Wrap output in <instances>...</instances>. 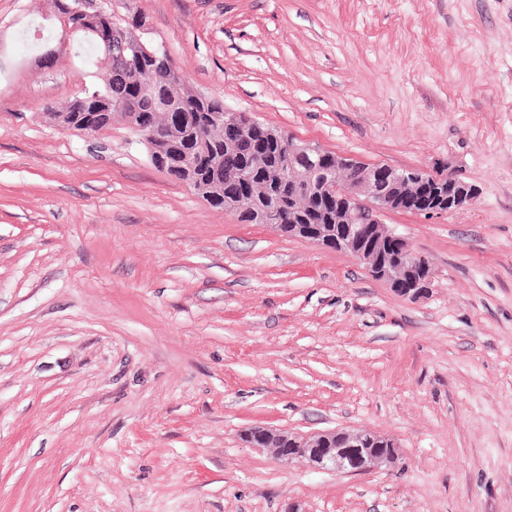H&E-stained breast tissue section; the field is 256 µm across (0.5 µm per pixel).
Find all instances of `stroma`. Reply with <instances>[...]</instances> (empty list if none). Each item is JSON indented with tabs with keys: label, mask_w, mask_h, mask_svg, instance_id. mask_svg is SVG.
Instances as JSON below:
<instances>
[{
	"label": "stroma",
	"mask_w": 512,
	"mask_h": 512,
	"mask_svg": "<svg viewBox=\"0 0 512 512\" xmlns=\"http://www.w3.org/2000/svg\"><path fill=\"white\" fill-rule=\"evenodd\" d=\"M133 7L228 110L479 196L385 217L435 273L406 299L211 206L124 124L46 121L98 71L44 0H0V512H512V0ZM254 426L366 428L400 461L285 465Z\"/></svg>",
	"instance_id": "1"
}]
</instances>
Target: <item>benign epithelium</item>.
<instances>
[{"instance_id":"1","label":"benign epithelium","mask_w":512,"mask_h":512,"mask_svg":"<svg viewBox=\"0 0 512 512\" xmlns=\"http://www.w3.org/2000/svg\"><path fill=\"white\" fill-rule=\"evenodd\" d=\"M54 18L68 33H93L97 36L105 56L118 64L132 66L146 51L148 25L144 18L127 12L129 25L116 31L112 23L96 5L78 0L76 6H65L54 12ZM44 116L62 128L85 138L96 136L93 124L81 117L65 124L55 112ZM104 120L121 121L142 132V142L150 152L172 142L176 133L171 121L135 120L126 112H104ZM211 127L224 130V175L200 186V191L211 199H224V211L237 213L252 209L255 221L268 222V211L254 207L247 199L225 194V186L245 178L235 163L242 141L260 129L266 140L284 150V160L264 166L267 181L288 179L298 191L309 195L323 194L339 200L340 217L334 224H290L288 228L297 237L321 247L344 252L365 265L371 275L389 286L397 287L402 296L417 300L431 288L433 274L426 259L419 255L402 236L389 230L382 217L403 210L402 203L412 192L424 185L434 191L437 206L425 212L434 217L473 204L478 190L454 174L433 175L423 169H397L387 165H370L333 154L332 166L318 176L316 164L327 155L317 144L298 140L273 127L259 126L243 112H226L212 116ZM244 439L271 452L281 462L295 459L304 461L316 470L344 473H364L395 463L396 452L378 447L383 436L363 429H335L306 436L263 426H254L244 433Z\"/></svg>"}]
</instances>
